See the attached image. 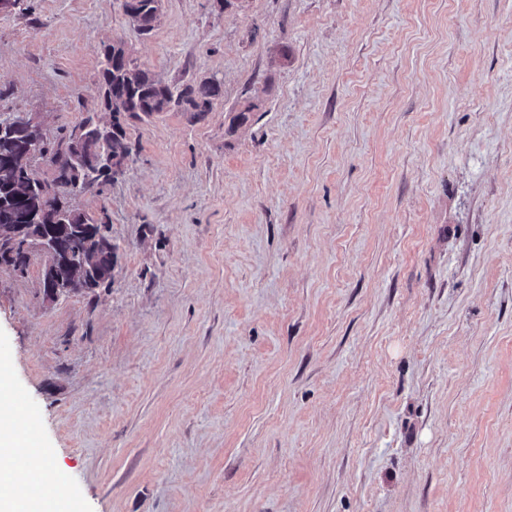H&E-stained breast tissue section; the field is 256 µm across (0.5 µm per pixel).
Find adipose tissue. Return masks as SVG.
<instances>
[{
  "label": "adipose tissue",
  "instance_id": "ef3b65f1",
  "mask_svg": "<svg viewBox=\"0 0 512 512\" xmlns=\"http://www.w3.org/2000/svg\"><path fill=\"white\" fill-rule=\"evenodd\" d=\"M18 448L29 465L19 483L0 482V512H70L62 474L43 464L44 450L29 439L23 421L0 422V471L11 468Z\"/></svg>",
  "mask_w": 512,
  "mask_h": 512
}]
</instances>
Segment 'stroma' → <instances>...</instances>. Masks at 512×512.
I'll use <instances>...</instances> for the list:
<instances>
[{"label":"stroma","instance_id":"35a3bbf8","mask_svg":"<svg viewBox=\"0 0 512 512\" xmlns=\"http://www.w3.org/2000/svg\"><path fill=\"white\" fill-rule=\"evenodd\" d=\"M0 11V112L48 142L122 40L200 121L127 128L114 284L0 267V372L74 512H512V0ZM248 110V122L229 131ZM157 0H132L134 9L137 12L130 14L126 4L122 3L123 11L126 16L135 24L137 31L141 35L150 34L158 21L156 14L157 7L154 5Z\"/></svg>","mask_w":512,"mask_h":512}]
</instances>
